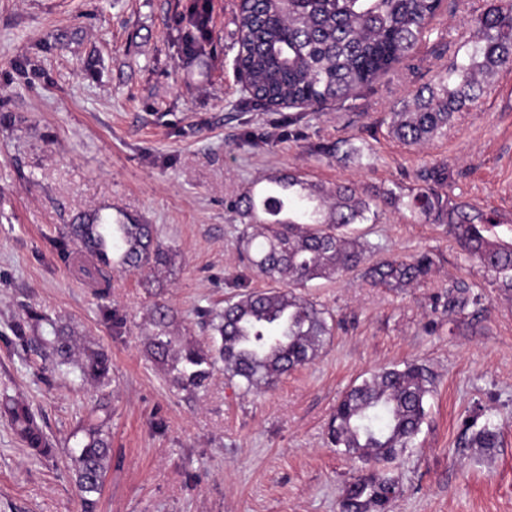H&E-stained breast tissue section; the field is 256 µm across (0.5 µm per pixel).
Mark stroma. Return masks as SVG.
I'll return each instance as SVG.
<instances>
[{"label": "stroma", "instance_id": "obj_1", "mask_svg": "<svg viewBox=\"0 0 512 512\" xmlns=\"http://www.w3.org/2000/svg\"><path fill=\"white\" fill-rule=\"evenodd\" d=\"M186 3L0 0V391L28 404L56 446L33 459L0 417V512H81L67 450L96 390L74 374L44 381L37 354L6 345L30 308L112 359V461L95 512H342L356 465L328 442L336 403L407 362L430 371L434 391L414 446L385 466L400 486L387 512H512V298L444 225L406 206L380 205L359 230L379 255H431V275L408 288H373L357 272L312 282L335 332L275 387L247 393L218 372L192 397L146 351L153 303L172 305L180 333L203 343L196 308L266 288L239 256L230 205L271 173L406 198L440 169V193L512 237V67L426 145L388 128L472 47L489 0H442L406 61L317 112L250 99L235 71L239 0H213L211 45L186 58ZM95 211L156 225L175 253L169 270L116 272L97 293L57 251L63 225ZM455 281L483 300L452 327L443 304ZM488 419L500 447H459L467 421Z\"/></svg>", "mask_w": 512, "mask_h": 512}]
</instances>
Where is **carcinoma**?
<instances>
[{
	"label": "carcinoma",
	"mask_w": 512,
	"mask_h": 512,
	"mask_svg": "<svg viewBox=\"0 0 512 512\" xmlns=\"http://www.w3.org/2000/svg\"><path fill=\"white\" fill-rule=\"evenodd\" d=\"M441 0H240L236 19L237 68L247 78L250 98L266 107L286 103L319 111L368 86L402 62L435 16ZM211 0H189L184 18L185 53L206 54ZM478 39L472 49L440 69L433 83L413 94L391 113L390 133L413 146L444 134L456 114L470 109L482 82L512 66V0H490L473 20ZM434 170L427 185L410 195L408 207L436 224L448 226L465 256L494 277L499 291L512 294V241L500 239L482 215L464 205H448L432 184L445 182ZM276 192L260 197L246 190L233 209L244 220L238 242L257 275L274 283L224 300V308H199L209 345L176 340L174 310L156 303L150 310L152 330L147 352L168 381L191 395L207 390L214 372L239 378L244 389L271 388L289 371L313 360L331 339V314L302 288L316 279L362 271L374 286L405 288L430 275L433 259L389 256L373 260L375 249L352 225L376 223L374 198L338 183L326 187L296 172L270 174ZM59 244L70 254L73 244L91 260L77 272L92 283L109 281L114 271L155 274L172 265L174 253L151 224L134 222L68 224ZM463 283L448 287L444 311L465 322L469 308L480 303ZM75 331L31 310L14 324L10 344L51 358L53 371L80 373L98 388L111 384V358L97 345L75 349ZM430 372L421 365L382 369L351 387L336 406L328 439L336 451L361 463L348 484L342 512H382L395 497L398 481L383 465L410 447L426 417L432 392ZM0 412L39 458L55 448L29 407L7 395ZM112 414L105 402L92 405L79 423L81 438L68 450L84 512H94L112 460ZM464 448L500 447V430L488 420L464 434Z\"/></svg>",
	"instance_id": "obj_1"
}]
</instances>
